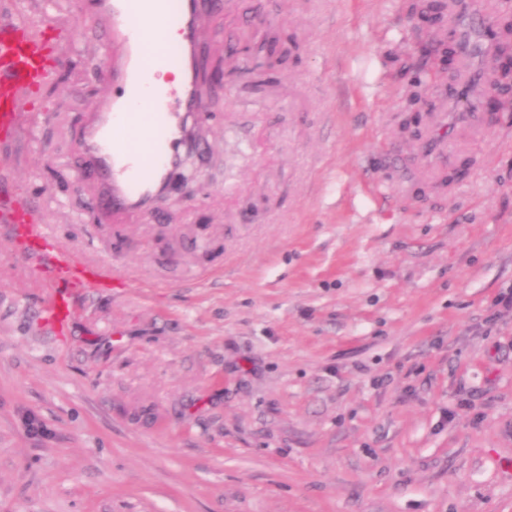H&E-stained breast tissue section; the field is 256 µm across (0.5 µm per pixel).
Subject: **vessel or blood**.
<instances>
[{"label":"vessel or blood","mask_w":512,"mask_h":512,"mask_svg":"<svg viewBox=\"0 0 512 512\" xmlns=\"http://www.w3.org/2000/svg\"><path fill=\"white\" fill-rule=\"evenodd\" d=\"M224 0H88L84 17L102 22L108 45L117 46L107 74L115 89L101 98L81 130L84 158L105 185L103 207L114 220L130 213L154 210L166 192L172 170L191 142L190 127L202 105L194 93L195 47L200 36L197 17L207 6L219 9ZM159 19L176 37L157 60L147 49L146 18ZM43 18L0 17V137L16 138L26 123L21 105L51 77L46 42L34 30ZM174 67L183 79L164 92L148 90L143 77L148 67ZM149 112L144 148H136L119 132L135 125V108ZM0 228L20 240L32 257L38 277L57 282L64 293L54 297L49 318L62 325L69 317L70 288H119L123 282L113 267L78 258L54 240L46 224L8 196L0 198Z\"/></svg>","instance_id":"b4317fda"}]
</instances>
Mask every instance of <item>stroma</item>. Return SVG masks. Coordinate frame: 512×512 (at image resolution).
<instances>
[{
  "instance_id": "35a3bbf8",
  "label": "stroma",
  "mask_w": 512,
  "mask_h": 512,
  "mask_svg": "<svg viewBox=\"0 0 512 512\" xmlns=\"http://www.w3.org/2000/svg\"><path fill=\"white\" fill-rule=\"evenodd\" d=\"M82 0L0 141L18 197L122 289L51 288L0 233V512H512V94L449 104L412 0H280L301 53L275 71L248 0L203 21L201 186L102 223L81 162L108 91Z\"/></svg>"
}]
</instances>
